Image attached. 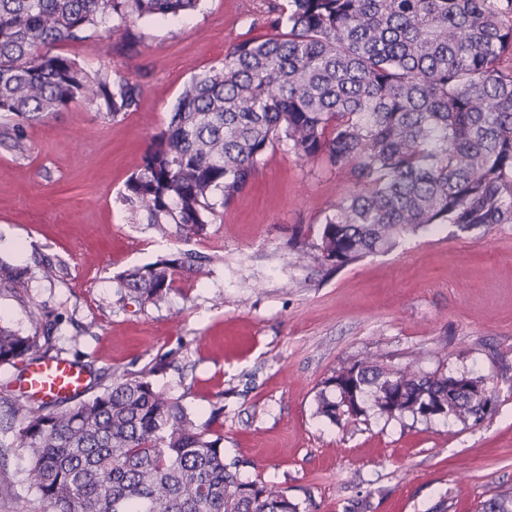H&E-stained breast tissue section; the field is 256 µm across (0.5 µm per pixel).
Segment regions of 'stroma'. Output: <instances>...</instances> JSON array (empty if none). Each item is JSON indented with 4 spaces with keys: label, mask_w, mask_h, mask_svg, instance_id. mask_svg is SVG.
Wrapping results in <instances>:
<instances>
[{
    "label": "stroma",
    "mask_w": 512,
    "mask_h": 512,
    "mask_svg": "<svg viewBox=\"0 0 512 512\" xmlns=\"http://www.w3.org/2000/svg\"><path fill=\"white\" fill-rule=\"evenodd\" d=\"M265 7L202 0L187 15L136 21L132 56L116 51L122 33L102 28L58 46L89 69L139 79L144 92L115 119L77 103L26 126L20 147L0 144V259L31 273L26 292L0 295V321L27 332L32 308L47 307L52 356L82 365L92 393L149 373L223 435L242 480L274 482L306 512H475L512 492V224H439L328 271L298 253L352 185L284 143L204 237H160L121 202L184 84L235 42L272 35L256 20ZM185 251L214 261L159 303L122 299L118 275ZM43 261L55 280L41 279ZM412 352L424 371L442 364L490 379L494 416L475 425L372 413L343 427L316 416L315 396L341 364ZM27 465L19 449L0 447V512H49L23 480Z\"/></svg>",
    "instance_id": "35a3bbf8"
}]
</instances>
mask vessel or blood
Instances as JSON below:
<instances>
[{"label":"vessel or blood","instance_id":"vessel-or-blood-1","mask_svg":"<svg viewBox=\"0 0 512 512\" xmlns=\"http://www.w3.org/2000/svg\"><path fill=\"white\" fill-rule=\"evenodd\" d=\"M24 386L45 400L79 399L88 388L83 367L65 358H46L28 364L23 374Z\"/></svg>","mask_w":512,"mask_h":512}]
</instances>
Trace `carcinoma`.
Returning <instances> with one entry per match:
<instances>
[{"instance_id":"1","label":"carcinoma","mask_w":512,"mask_h":512,"mask_svg":"<svg viewBox=\"0 0 512 512\" xmlns=\"http://www.w3.org/2000/svg\"><path fill=\"white\" fill-rule=\"evenodd\" d=\"M201 0H0V115L24 127L76 101L106 118L137 109L143 86L91 72L55 52L103 27L196 10ZM271 37L236 43L184 85L164 129L150 139L123 201L161 234L207 235L218 209L254 179L267 150L287 141L307 160L347 172L352 191L325 216L315 252L335 270L434 224L461 232L512 223V0H288L271 7ZM198 271L183 252L123 273L120 287L155 304L176 278ZM28 269L0 261V293L19 294ZM0 324V365L52 342ZM420 355L394 364L366 355L323 381L316 413L343 426L372 410L388 419L480 422L495 387L436 370ZM0 434L28 456L25 480L51 512H305L281 487L244 481L224 438L143 373L121 376L60 410L31 396H0ZM476 512H512V493Z\"/></svg>"}]
</instances>
